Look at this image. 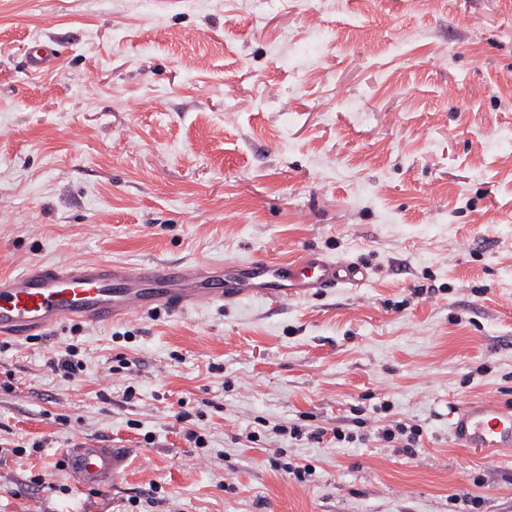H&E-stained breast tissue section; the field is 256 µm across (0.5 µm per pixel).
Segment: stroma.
<instances>
[{"label": "stroma", "mask_w": 512, "mask_h": 512, "mask_svg": "<svg viewBox=\"0 0 512 512\" xmlns=\"http://www.w3.org/2000/svg\"><path fill=\"white\" fill-rule=\"evenodd\" d=\"M304 250L367 277L0 341V512H512L449 434L512 406V0H0V277ZM87 440L115 483L62 477ZM79 350L75 344H69L65 349V354L56 360L51 361L53 371H59L64 377H74L83 371L84 364L81 359H76ZM401 436H406V444L402 448L406 449V452H410V454H414L415 450H412V448H415V444L419 441L420 430L418 426H409L407 427L406 424L398 423L394 427H383L381 436L384 440L388 442H392L395 437L396 433Z\"/></svg>", "instance_id": "obj_1"}]
</instances>
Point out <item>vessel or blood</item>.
Instances as JSON below:
<instances>
[{"label":"vessel or blood","mask_w":512,"mask_h":512,"mask_svg":"<svg viewBox=\"0 0 512 512\" xmlns=\"http://www.w3.org/2000/svg\"><path fill=\"white\" fill-rule=\"evenodd\" d=\"M360 272V267L312 251L289 261L249 260L229 272L218 263L35 264L0 277V339L47 336L69 322H119L160 307L178 313L246 297L280 304L314 290L357 283ZM455 414L451 433L461 447H512V408L487 399L460 405ZM127 461L124 451L85 441L69 450L63 472L81 484L103 486L123 474Z\"/></svg>","instance_id":"1"}]
</instances>
